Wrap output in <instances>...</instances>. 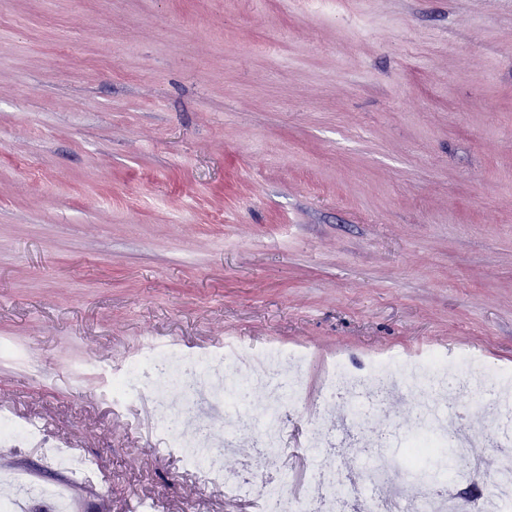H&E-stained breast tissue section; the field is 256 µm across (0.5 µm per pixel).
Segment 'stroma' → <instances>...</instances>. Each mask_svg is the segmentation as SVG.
<instances>
[{
    "instance_id": "1",
    "label": "stroma",
    "mask_w": 512,
    "mask_h": 512,
    "mask_svg": "<svg viewBox=\"0 0 512 512\" xmlns=\"http://www.w3.org/2000/svg\"><path fill=\"white\" fill-rule=\"evenodd\" d=\"M229 341L308 353L294 439L339 358L512 372V0H0V414L91 461L80 512H252L154 432L181 389L95 370ZM21 471L66 480L2 444L0 503Z\"/></svg>"
}]
</instances>
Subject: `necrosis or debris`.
Segmentation results:
<instances>
[{"mask_svg":"<svg viewBox=\"0 0 512 512\" xmlns=\"http://www.w3.org/2000/svg\"><path fill=\"white\" fill-rule=\"evenodd\" d=\"M307 362L306 353L291 352L277 345L238 357L227 348L191 352L173 344H150L143 346L122 369L106 368L102 374L112 388V403L117 408L142 396L161 378L181 387L185 398L180 405L155 406L157 431L167 437L186 467L223 483L229 495L250 496L259 503L261 512H342L347 500L356 502L359 512H390L391 503H380L374 495L375 488L390 478L391 467L386 459L381 457L369 464L362 479H337L335 459L323 453L327 438L316 428L310 431L306 447L308 453L318 456L319 462L312 469L304 492H286L288 460L282 451L285 409L302 406L308 400ZM371 374L372 381H365L346 364L337 362L324 373L322 389L334 396H351L368 412L376 409L366 390L370 383L385 393L408 383L432 399L456 384L487 390L490 398L500 402L512 396L511 376L492 370L465 378L455 359L439 353L417 360L395 355L373 362ZM216 376L224 378L225 394L229 397L243 387L251 390L261 386L268 392L265 421L255 439L261 447L260 458L248 479L225 471L228 450L211 439L208 403L212 396L210 381ZM500 443L501 453L490 458L478 454L472 436L458 416L438 409L425 415L405 451L418 463L431 457L435 449L456 448L467 464L463 479H483L479 512H505L512 506V431L503 430Z\"/></svg>","mask_w":512,"mask_h":512,"instance_id":"4bbe7bcc","label":"necrosis or debris"}]
</instances>
